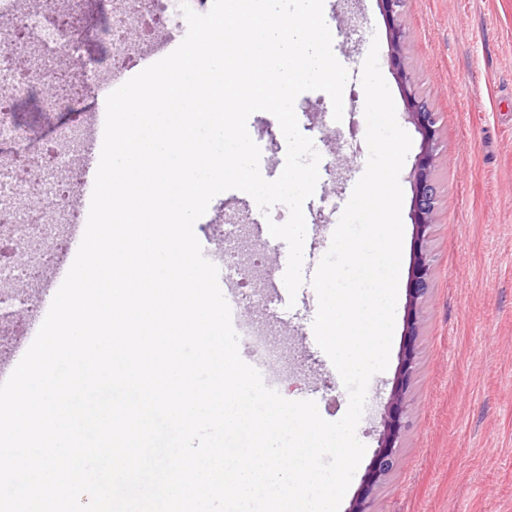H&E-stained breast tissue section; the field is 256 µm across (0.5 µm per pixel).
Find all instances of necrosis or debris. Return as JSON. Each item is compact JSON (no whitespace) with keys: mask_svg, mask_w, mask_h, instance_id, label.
<instances>
[{"mask_svg":"<svg viewBox=\"0 0 512 512\" xmlns=\"http://www.w3.org/2000/svg\"><path fill=\"white\" fill-rule=\"evenodd\" d=\"M171 21L180 15L179 0H127L123 10L113 11L104 31L85 30L64 24L65 13L57 7L24 10L19 0H0V149L9 148L19 163L18 170L0 167V229L12 231L20 240L25 253L13 266L0 268V280L12 283L39 282L47 258L69 254V225L85 222L89 209L75 204L66 190L61 189L60 177L72 184L85 180L82 168L76 167L74 158L79 148L88 144L83 126L61 125L51 143L53 152L39 164H32L30 140L11 119L13 98L45 85H58L62 76V63L79 61L74 78L78 94H55L48 101L54 111L82 112L94 88L102 82L105 71L121 76L136 66L143 54L138 50L139 29L143 12ZM23 30L24 41L36 44L44 57L43 62L29 66L27 74L17 67L16 30ZM104 38L111 46L108 61L84 58V45L93 39ZM43 187L44 198L50 199L49 210H32L22 204L34 187ZM232 324L251 347L256 369L264 383L278 388L279 379L272 370L278 354L248 321L239 301L230 305Z\"/></svg>","mask_w":512,"mask_h":512,"instance_id":"necrosis-or-debris-1","label":"necrosis or debris"}]
</instances>
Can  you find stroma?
Listing matches in <instances>:
<instances>
[{
    "instance_id": "obj_1",
    "label": "stroma",
    "mask_w": 512,
    "mask_h": 512,
    "mask_svg": "<svg viewBox=\"0 0 512 512\" xmlns=\"http://www.w3.org/2000/svg\"><path fill=\"white\" fill-rule=\"evenodd\" d=\"M333 52L350 78L341 122L323 123L331 113L328 95L302 93L295 101L301 132L320 155L335 158L322 198L306 214L304 252L326 253L330 238L314 230L338 223L363 175L368 149L360 81L363 51L378 40L379 67L391 91L399 125L412 146L400 173L404 240L389 365L368 386L357 428L366 452L340 508L348 512L378 447L383 416L400 365L408 315L407 286L413 261L411 173L422 136L407 115L390 58V30L378 0H324ZM399 23L411 34L408 65L422 92L439 112L436 171L437 223L427 243L432 264L430 293L420 309V337L408 390L413 404L400 438L401 462L376 490V512H512V0H406ZM259 146L261 175L277 179L287 145L277 119L258 111L247 122ZM242 224L244 268L225 283L243 294L260 292L264 281L280 290L254 318L278 351L276 371L289 400L314 399L321 416L339 420L348 394L310 330L317 297L290 304L281 283L288 246L271 235L257 237L256 223L287 221L286 206L263 213L245 205L238 191L217 195L194 231L198 240L224 245L226 217Z\"/></svg>"
}]
</instances>
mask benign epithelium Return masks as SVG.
I'll list each match as a JSON object with an SVG mask.
<instances>
[{
    "label": "benign epithelium",
    "mask_w": 512,
    "mask_h": 512,
    "mask_svg": "<svg viewBox=\"0 0 512 512\" xmlns=\"http://www.w3.org/2000/svg\"><path fill=\"white\" fill-rule=\"evenodd\" d=\"M379 2L383 15L389 22L390 57L401 80L408 116L422 135L423 147L412 172L414 187L412 216L415 226L416 249L409 276V317L405 333L407 341L391 391L388 411L385 413L383 430L379 437L374 460L365 476L363 487L348 512H375L373 510V490L382 478L399 464V439L402 430L406 427L410 412L407 392L414 371V343L419 336L417 312L429 294L432 276L426 244L431 236L432 228L436 224L435 172L443 162L437 146L439 113L420 99L407 67L408 35L395 19L396 8L401 6L404 0H379Z\"/></svg>",
    "instance_id": "obj_1"
}]
</instances>
